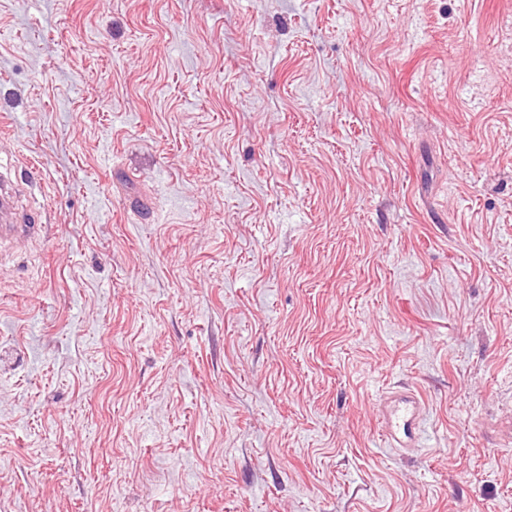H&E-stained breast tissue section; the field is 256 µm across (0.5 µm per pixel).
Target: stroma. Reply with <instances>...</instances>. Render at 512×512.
<instances>
[{"instance_id":"stroma-1","label":"stroma","mask_w":512,"mask_h":512,"mask_svg":"<svg viewBox=\"0 0 512 512\" xmlns=\"http://www.w3.org/2000/svg\"><path fill=\"white\" fill-rule=\"evenodd\" d=\"M507 13L0 0V512H512ZM0 213L1 221L5 223L0 225V239L5 237H27L36 227V224H7L10 222L8 218L11 216V200L5 196L3 188L0 198ZM380 436L394 448H421L423 405L412 390L392 391L382 399Z\"/></svg>"}]
</instances>
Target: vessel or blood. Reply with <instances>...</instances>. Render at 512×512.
I'll list each match as a JSON object with an SVG mask.
<instances>
[{
	"instance_id": "1",
	"label": "vessel or blood",
	"mask_w": 512,
	"mask_h": 512,
	"mask_svg": "<svg viewBox=\"0 0 512 512\" xmlns=\"http://www.w3.org/2000/svg\"><path fill=\"white\" fill-rule=\"evenodd\" d=\"M9 197L0 198V239L25 237L33 230L29 224H12ZM383 417L381 437L395 448L421 447L424 438L420 423L423 418V405L418 395L408 389L393 391L382 399Z\"/></svg>"
}]
</instances>
